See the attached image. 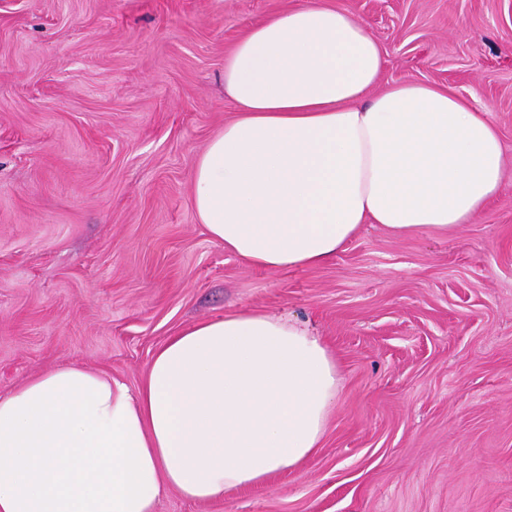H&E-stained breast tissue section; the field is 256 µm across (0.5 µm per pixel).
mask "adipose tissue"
<instances>
[{
  "label": "adipose tissue",
  "mask_w": 512,
  "mask_h": 512,
  "mask_svg": "<svg viewBox=\"0 0 512 512\" xmlns=\"http://www.w3.org/2000/svg\"><path fill=\"white\" fill-rule=\"evenodd\" d=\"M367 24L325 0L251 27L224 58L237 114L194 171L209 235L262 270L332 261L361 225L472 223L504 170L499 128L429 83L377 90ZM336 360L292 319L228 312L170 337L136 387L79 364L0 393V512H155L268 483L321 446Z\"/></svg>",
  "instance_id": "obj_1"
}]
</instances>
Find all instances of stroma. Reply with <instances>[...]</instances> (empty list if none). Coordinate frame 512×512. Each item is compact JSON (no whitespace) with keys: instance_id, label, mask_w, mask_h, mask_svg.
Masks as SVG:
<instances>
[{"instance_id":"stroma-1","label":"stroma","mask_w":512,"mask_h":512,"mask_svg":"<svg viewBox=\"0 0 512 512\" xmlns=\"http://www.w3.org/2000/svg\"><path fill=\"white\" fill-rule=\"evenodd\" d=\"M332 2L381 85L475 96L504 177L452 234L366 224L328 264L263 271L199 224L193 175L236 113L226 53L297 0H0V393L74 362L135 387L178 331L260 310L336 357L320 448L156 512H512V0Z\"/></svg>"}]
</instances>
